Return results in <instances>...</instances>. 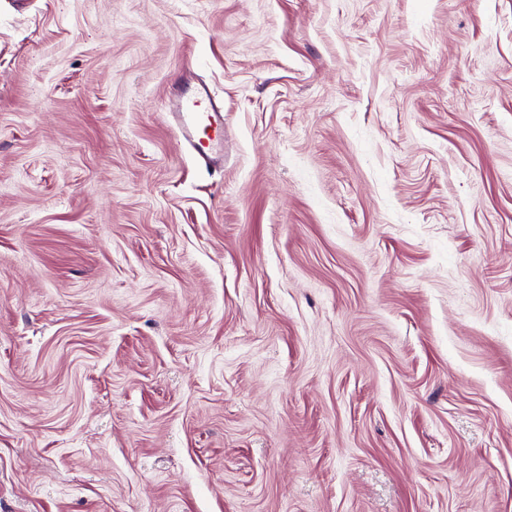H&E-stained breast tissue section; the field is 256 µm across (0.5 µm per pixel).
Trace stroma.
I'll return each mask as SVG.
<instances>
[{"instance_id": "1", "label": "stroma", "mask_w": 512, "mask_h": 512, "mask_svg": "<svg viewBox=\"0 0 512 512\" xmlns=\"http://www.w3.org/2000/svg\"><path fill=\"white\" fill-rule=\"evenodd\" d=\"M0 512H512V0H0ZM164 120L177 144L207 172L224 166V104L210 87L194 82L184 69L171 80L162 104Z\"/></svg>"}]
</instances>
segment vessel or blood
Segmentation results:
<instances>
[{
	"label": "vessel or blood",
	"instance_id": "obj_1",
	"mask_svg": "<svg viewBox=\"0 0 512 512\" xmlns=\"http://www.w3.org/2000/svg\"><path fill=\"white\" fill-rule=\"evenodd\" d=\"M164 120L179 146L208 171L224 165V105L210 87L195 82L187 72L173 76L162 104Z\"/></svg>",
	"mask_w": 512,
	"mask_h": 512
}]
</instances>
